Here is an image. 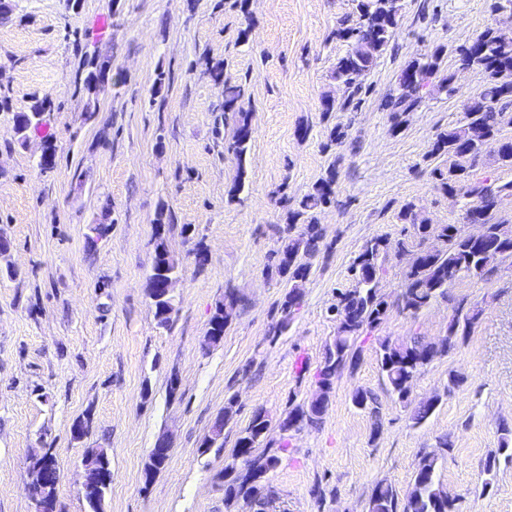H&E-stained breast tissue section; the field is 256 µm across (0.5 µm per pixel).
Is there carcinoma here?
<instances>
[{
    "instance_id": "cac0c4a2",
    "label": "carcinoma",
    "mask_w": 512,
    "mask_h": 512,
    "mask_svg": "<svg viewBox=\"0 0 512 512\" xmlns=\"http://www.w3.org/2000/svg\"><path fill=\"white\" fill-rule=\"evenodd\" d=\"M355 19L336 30V37L346 41L349 49L338 58L332 78L343 85L346 97L341 102L330 94L321 97L322 111L334 112L351 106L362 92L360 79L376 66L397 26L401 0H355ZM438 48L426 60L409 62L398 76L397 94L387 103L390 108L393 130L401 129V116L419 107L424 93L440 68ZM459 69L478 68L487 75L484 86L469 98L464 118L448 129L436 134L430 153L441 159L433 169L443 190L450 195L469 200L466 210L473 211L476 221L487 225L480 240L473 239L459 224H427L417 220L415 205L405 204L399 219L417 226L421 239L437 235L447 239L446 249L440 254L425 253L414 266L402 267L399 295L403 312L415 318L434 301L449 296V289L465 280H485L512 260V223L497 218L495 199L500 193H511L512 183L499 185L489 179L474 180L475 168L482 162L488 165L512 167V139L502 135L506 126L512 125V29L487 27L472 42L456 51ZM214 81L224 85V114L231 116L234 125L232 138L224 151L238 162L237 174L228 191V200L234 201L244 187V162L252 136L251 113L241 106L243 89L224 76V69L211 68ZM46 110L43 100L35 101L28 110L13 116V130L17 139L26 141L27 132L41 124ZM334 173L320 179L304 195L297 207L288 210V223L299 224L302 229L295 235L280 238L271 252L267 275H277L288 280V291L281 304L284 318L280 327H288L294 310L304 297V285L309 278V266L302 257L319 251L323 235L319 228L318 214L334 198ZM410 251L406 239L394 242L386 237L367 240L354 259L351 271L355 285L336 292V303L331 312L336 317V336L326 344L323 361L316 374L317 402L293 407L284 416L280 431L298 432L315 426L321 420L330 401L336 380L347 368H355L360 361L363 344L385 320L390 303L381 292V281L387 273L388 263L395 259L402 262V255ZM155 259L167 264L165 269L155 266L149 277L147 290L165 287V276L177 273L178 263L169 254L164 242L156 245ZM225 301L216 303L209 321L211 335L222 337L230 319L224 314ZM172 302L155 303L156 325L167 328L172 323ZM481 309L461 298L454 306L453 315L440 344L415 332L401 342L385 338L378 342L383 386L387 392L404 403L408 400L414 382L438 357L448 354L458 345L459 339L468 335L478 323ZM441 397L418 403L412 410L411 420L423 424L436 410ZM352 403L360 409L379 414L378 397L371 391L356 390ZM265 410H255L235 442V448L224 460V502L229 505L242 498L260 501L264 487L260 479L276 468L280 454L288 451L283 445L274 452H258L267 447ZM448 439L439 441V452L420 458L413 475L410 491L399 500L392 485L380 481L372 489L366 512H456L458 496L451 494L437 479L439 460L448 453ZM83 497L89 512H98L106 496L94 484L82 483Z\"/></svg>"
}]
</instances>
